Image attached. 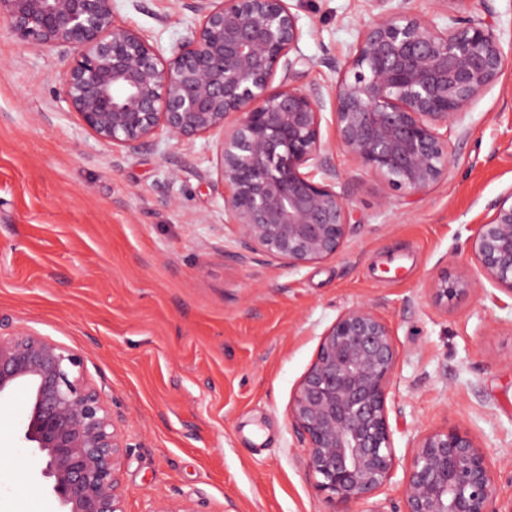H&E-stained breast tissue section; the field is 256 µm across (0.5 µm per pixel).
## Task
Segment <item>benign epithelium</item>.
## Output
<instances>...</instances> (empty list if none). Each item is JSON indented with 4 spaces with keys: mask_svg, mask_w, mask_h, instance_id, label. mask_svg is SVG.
<instances>
[{
    "mask_svg": "<svg viewBox=\"0 0 512 512\" xmlns=\"http://www.w3.org/2000/svg\"><path fill=\"white\" fill-rule=\"evenodd\" d=\"M201 16L166 59L142 33L115 25L112 0H0V20L64 62L59 96L100 141L134 153L163 131L173 140L220 131L218 181L236 241L291 268L336 256L350 205L336 190L321 135L330 108L336 141L393 191L424 195L448 176V131L503 70L491 27L446 29L381 12L360 36L336 83L293 84L302 36L290 0H175ZM280 85L271 87L277 71ZM468 241L486 278L512 297V189ZM444 274L435 305L468 293ZM394 333L370 304L343 311L320 337L288 415L306 444L305 468L333 512L381 494L396 475L388 384ZM23 392L22 439L51 479L61 512H124L118 470L124 435L83 356L38 332L0 335V396ZM397 512H512L469 433L432 431L412 448Z\"/></svg>",
    "mask_w": 512,
    "mask_h": 512,
    "instance_id": "7a95c632",
    "label": "benign epithelium"
}]
</instances>
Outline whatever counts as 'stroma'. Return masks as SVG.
<instances>
[{
	"label": "stroma",
	"mask_w": 512,
	"mask_h": 512,
	"mask_svg": "<svg viewBox=\"0 0 512 512\" xmlns=\"http://www.w3.org/2000/svg\"><path fill=\"white\" fill-rule=\"evenodd\" d=\"M117 26L171 55L200 22L173 0H113ZM439 28L487 23L504 69L451 133L447 178L422 196L390 191L336 145L356 228L334 257L288 268L237 256L218 182L221 133L138 152L98 140L58 96L57 51L0 22V333L31 328L82 352L128 447L124 512H330L289 418L322 333L372 304L399 357L388 407L398 469L422 434L467 431L512 501V298L466 247L512 189V0H298L302 88L337 78L380 11ZM470 283L439 307L440 274ZM25 395L0 398V512H58L22 439Z\"/></svg>",
	"instance_id": "35a3bbf8"
}]
</instances>
